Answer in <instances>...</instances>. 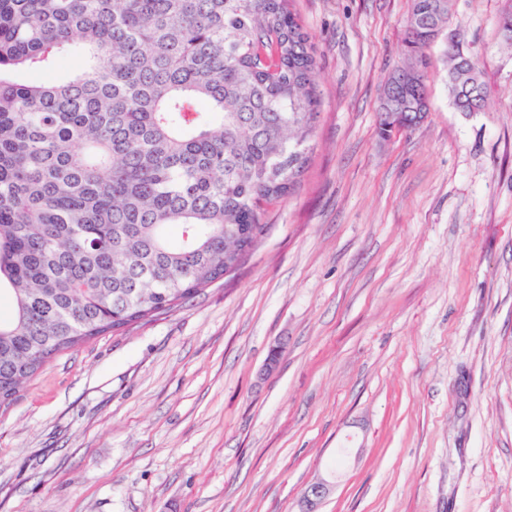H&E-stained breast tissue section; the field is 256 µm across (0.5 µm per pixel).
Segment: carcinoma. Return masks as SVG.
<instances>
[{"mask_svg":"<svg viewBox=\"0 0 512 512\" xmlns=\"http://www.w3.org/2000/svg\"><path fill=\"white\" fill-rule=\"evenodd\" d=\"M451 0H411L380 93L429 112ZM81 49L69 79L17 82ZM317 60L292 0H0V405L56 354L166 314L241 265L308 160ZM463 111L489 92L452 72Z\"/></svg>","mask_w":512,"mask_h":512,"instance_id":"obj_1","label":"carcinoma"}]
</instances>
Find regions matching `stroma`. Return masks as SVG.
<instances>
[{
    "mask_svg": "<svg viewBox=\"0 0 512 512\" xmlns=\"http://www.w3.org/2000/svg\"><path fill=\"white\" fill-rule=\"evenodd\" d=\"M411 0H294L321 94L308 163L231 275L65 351L0 406V512H512V0H452L429 112L378 134ZM276 370L263 374L270 350ZM471 57L473 58L472 66L463 70H456L448 78V92L455 109L459 112H464L463 110L470 105L469 95L475 96L483 91L480 100L482 103L478 112H484L485 107H487L486 102L489 92L481 79L479 60L474 56ZM333 482L327 478H317L310 482L301 492V512H319L322 501L330 494Z\"/></svg>",
    "mask_w": 512,
    "mask_h": 512,
    "instance_id": "35a3bbf8",
    "label": "stroma"
}]
</instances>
